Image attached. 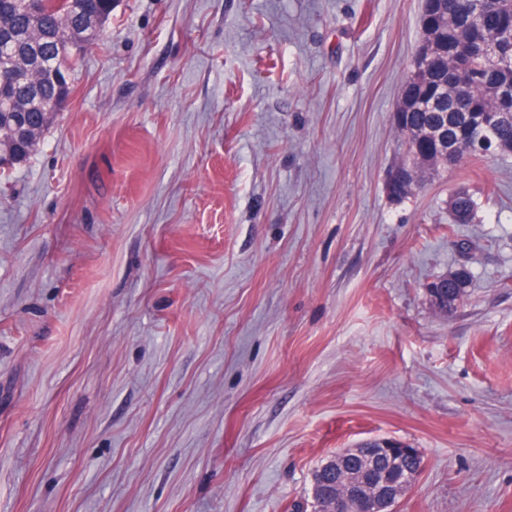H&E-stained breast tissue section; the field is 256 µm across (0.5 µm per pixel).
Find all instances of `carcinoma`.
Returning a JSON list of instances; mask_svg holds the SVG:
<instances>
[{"mask_svg":"<svg viewBox=\"0 0 512 512\" xmlns=\"http://www.w3.org/2000/svg\"><path fill=\"white\" fill-rule=\"evenodd\" d=\"M470 0H443L441 16L448 23H438L430 43L439 46L441 63L448 67L451 82L445 88L420 85V92L440 99L436 104L420 106L410 112L405 125L397 128L405 142L407 159L412 162L410 179L401 187L399 198L414 190L433 173L446 170L469 153L487 155L477 145L468 143L469 132L484 129L476 123L487 112L512 113V104L501 103L494 92L500 82L512 83V67L494 75L487 73L479 56L481 47L496 38L504 54L512 58V0H494L497 14L494 25L478 22L469 10ZM112 16V0H0V58H8L18 69L29 71L23 84L4 83L0 75V154L13 156L19 164L30 156L37 140L60 112L62 90L51 79L42 76L44 56H53L52 63L72 69L74 61L61 57L58 42L82 36L89 42L100 35ZM21 103L27 112L25 126L15 127V104ZM448 121V132L457 144L456 152L444 155L428 140L431 128ZM491 139L494 154H512V120L493 126ZM454 224L474 222L477 202L465 190L454 192L449 200ZM374 456L364 453L358 459L329 457L313 473L312 497L315 512H360L359 501L371 503L374 486L363 483L364 461ZM362 483L361 500L347 498L349 487Z\"/></svg>","mask_w":512,"mask_h":512,"instance_id":"obj_1","label":"carcinoma"}]
</instances>
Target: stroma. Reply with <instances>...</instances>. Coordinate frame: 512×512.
Here are the masks:
<instances>
[{"label":"stroma","instance_id":"1","mask_svg":"<svg viewBox=\"0 0 512 512\" xmlns=\"http://www.w3.org/2000/svg\"><path fill=\"white\" fill-rule=\"evenodd\" d=\"M421 5L112 0L0 172V512H314L377 437L398 512H512V155L386 190ZM449 210L453 224H471L474 222L477 202L473 195L465 190H457L449 200ZM379 442L394 462L391 466L390 472L388 471L384 473L382 478L375 484L378 500L375 503V506H373L374 510L372 512H391L393 511L395 504L398 502L396 500V496L399 490V482L402 480L413 481V477L417 476V474H411L408 470L405 471L404 475L402 468H400V463L397 460L407 455H414V452L410 448L405 447L391 448V445L395 443L391 438H381ZM374 456L363 453L358 459H344L338 454L329 457L313 473L312 497L315 512H333L336 510V500L339 502L340 510L343 512H361L357 499H349L346 494L349 487L357 482L363 483L364 461L373 460ZM332 483H325L328 470L334 471Z\"/></svg>","mask_w":512,"mask_h":512}]
</instances>
